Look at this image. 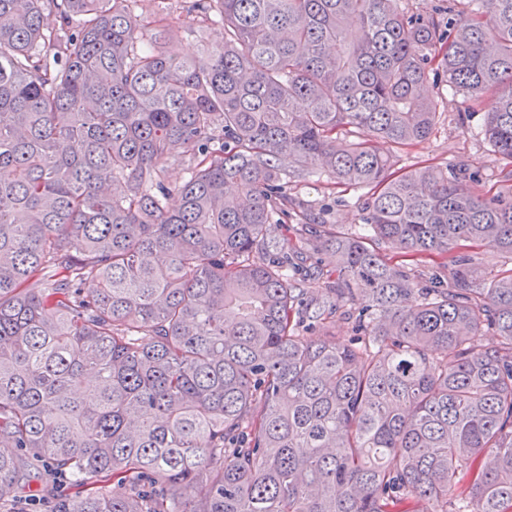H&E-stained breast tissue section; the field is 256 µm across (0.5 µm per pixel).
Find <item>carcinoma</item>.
Returning <instances> with one entry per match:
<instances>
[{
	"label": "carcinoma",
	"mask_w": 512,
	"mask_h": 512,
	"mask_svg": "<svg viewBox=\"0 0 512 512\" xmlns=\"http://www.w3.org/2000/svg\"><path fill=\"white\" fill-rule=\"evenodd\" d=\"M176 2L224 43L182 55L171 0H0V502L37 458L76 475L57 512H512V269L460 251L512 256V169L376 147L433 132L436 69L512 160V0ZM284 154L369 188L401 261L303 216L338 268L306 295ZM448 255V287L412 273ZM346 305L354 342L300 336ZM191 159L187 153L178 150L176 155L164 165V179L172 189L185 181L189 176ZM475 251L479 268L488 276L497 275L512 268V260L509 254L489 248H480Z\"/></svg>",
	"instance_id": "1"
}]
</instances>
